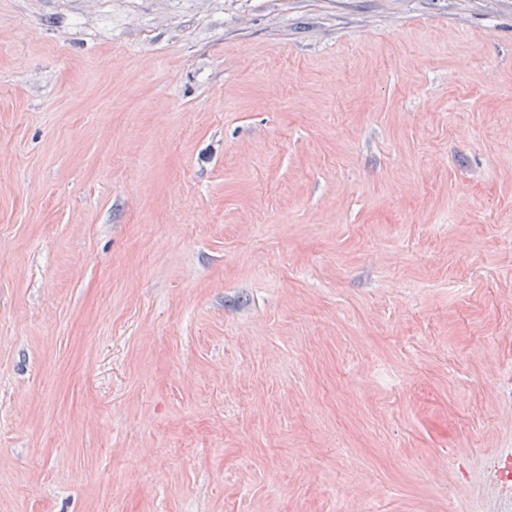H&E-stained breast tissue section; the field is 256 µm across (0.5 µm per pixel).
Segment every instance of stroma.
<instances>
[{"mask_svg": "<svg viewBox=\"0 0 512 512\" xmlns=\"http://www.w3.org/2000/svg\"><path fill=\"white\" fill-rule=\"evenodd\" d=\"M512 450V0H0V512H486Z\"/></svg>", "mask_w": 512, "mask_h": 512, "instance_id": "stroma-1", "label": "stroma"}]
</instances>
